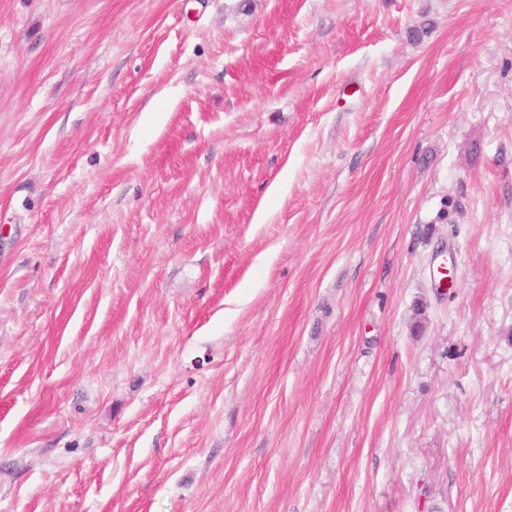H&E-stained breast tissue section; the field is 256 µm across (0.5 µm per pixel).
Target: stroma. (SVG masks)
Segmentation results:
<instances>
[{"label":"stroma","mask_w":512,"mask_h":512,"mask_svg":"<svg viewBox=\"0 0 512 512\" xmlns=\"http://www.w3.org/2000/svg\"><path fill=\"white\" fill-rule=\"evenodd\" d=\"M0 512H512V0H0Z\"/></svg>","instance_id":"1"}]
</instances>
